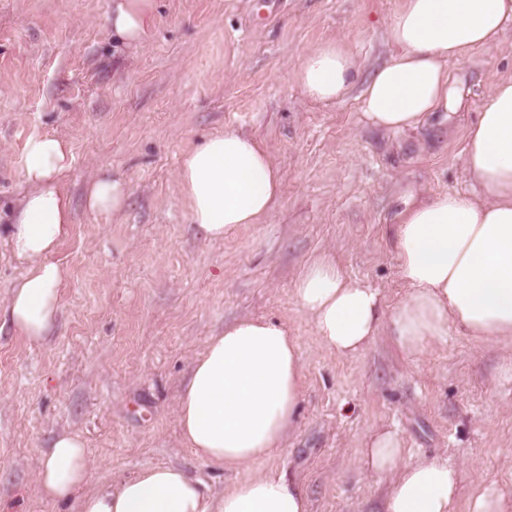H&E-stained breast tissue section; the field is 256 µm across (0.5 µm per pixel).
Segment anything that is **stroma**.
I'll return each instance as SVG.
<instances>
[{
	"label": "stroma",
	"mask_w": 512,
	"mask_h": 512,
	"mask_svg": "<svg viewBox=\"0 0 512 512\" xmlns=\"http://www.w3.org/2000/svg\"><path fill=\"white\" fill-rule=\"evenodd\" d=\"M402 0H156L142 49L112 37V0H0V302L23 274L7 226L27 192V140L69 142L61 180L73 224L55 258L68 270L58 322L43 343L0 329V505L74 512L36 488L54 436L79 433L96 479L180 465L209 494L278 471L298 480L310 512H381L389 479L359 469L368 433L397 429L413 457L461 469L474 487L512 493V380L505 346L456 327L416 360L388 336L342 357L323 349L293 294L304 265L334 255L404 298L387 237L399 187L474 190L465 135L484 97L512 77V23L497 47L449 66L462 101L447 120L392 132L368 125L359 96L389 57ZM342 41L359 68L350 95L309 98L293 74L321 41ZM235 129L269 149L282 192L261 224L211 242L189 224L177 182L184 152ZM128 184L115 215L89 210L90 177ZM242 317L287 324L304 367L302 400L281 451L237 472L200 463L183 443L177 397L209 337Z\"/></svg>",
	"instance_id": "stroma-1"
}]
</instances>
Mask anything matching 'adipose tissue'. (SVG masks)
Here are the masks:
<instances>
[{"instance_id": "1", "label": "adipose tissue", "mask_w": 512, "mask_h": 512, "mask_svg": "<svg viewBox=\"0 0 512 512\" xmlns=\"http://www.w3.org/2000/svg\"><path fill=\"white\" fill-rule=\"evenodd\" d=\"M155 19V0H112L114 35L139 47ZM512 22V0H403L389 25L393 50L361 93L372 126L404 131L448 109V65L491 49ZM357 65L341 41L311 48L294 78L313 100L333 103L354 85ZM476 192L427 196L409 191L391 226L405 299L385 311L377 289L348 279L321 254L294 284L297 303L321 345L341 356L387 333L405 357L456 326L477 341H512V78L492 87L465 142ZM71 165L68 144L52 134L25 145L29 186L8 237L24 273L0 303V322L30 342H43L60 313L68 278L54 255L70 231L72 210L60 188ZM178 183L191 224L212 242L243 224H259L281 192V176L259 140L228 129L207 137L181 159ZM123 178L100 172L86 203L120 213ZM299 345L287 325L244 318L211 337L192 363L177 398L182 437L206 465L238 470L282 448L302 396ZM363 469L394 474L382 512H456L459 472L447 458L409 461L395 430L374 431L360 455ZM44 499L76 498V512H308L300 484L285 474L255 475L206 496L203 483L175 465L147 467L111 483L93 479L80 434L55 436L37 472Z\"/></svg>"}]
</instances>
